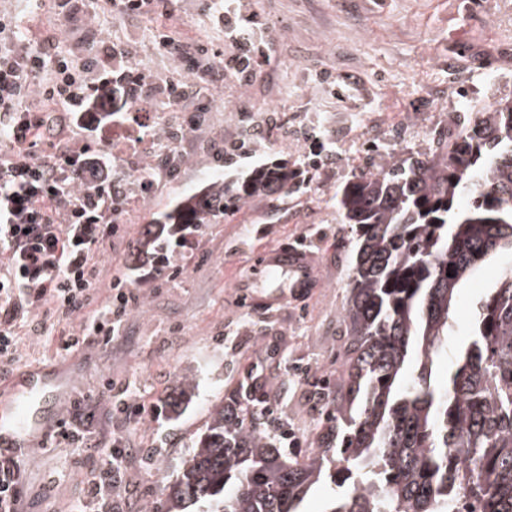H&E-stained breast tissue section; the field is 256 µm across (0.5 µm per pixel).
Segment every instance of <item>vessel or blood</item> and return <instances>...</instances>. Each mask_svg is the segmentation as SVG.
<instances>
[{
  "label": "vessel or blood",
  "mask_w": 512,
  "mask_h": 512,
  "mask_svg": "<svg viewBox=\"0 0 512 512\" xmlns=\"http://www.w3.org/2000/svg\"><path fill=\"white\" fill-rule=\"evenodd\" d=\"M263 272L287 275L292 288L307 287L316 277L309 253L295 245L265 249ZM62 376L58 367L35 365L0 381V447L21 451L42 438L48 422H59L61 407L56 388Z\"/></svg>",
  "instance_id": "b4317fda"
}]
</instances>
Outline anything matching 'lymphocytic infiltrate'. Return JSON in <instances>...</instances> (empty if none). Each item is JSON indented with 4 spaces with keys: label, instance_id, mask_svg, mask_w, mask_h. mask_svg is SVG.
Here are the masks:
<instances>
[{
    "label": "lymphocytic infiltrate",
    "instance_id": "1",
    "mask_svg": "<svg viewBox=\"0 0 512 512\" xmlns=\"http://www.w3.org/2000/svg\"><path fill=\"white\" fill-rule=\"evenodd\" d=\"M213 25L230 44L212 58L208 45L183 43L158 30L159 49L191 62L190 76L167 84L172 106L200 99L202 83L225 78L249 84L269 61L264 23L248 0H211ZM23 20L0 10V370L19 360L22 332L44 335L62 325L59 350L105 346L122 335L140 294L128 273L113 274L97 255L101 245L121 259L142 251L123 224L128 189L114 177L117 154L107 133L123 125L115 113L94 108L95 90H117L133 104L149 95L150 76L127 47L47 53L18 38ZM40 97L44 108L30 104ZM240 131L214 150L216 161L233 167L260 156V137L248 109H240ZM79 140L66 137L69 128ZM189 224L157 247L155 277L174 278L200 243ZM92 413L75 407L60 425L74 451L101 459V479L89 491L93 512H112V480L127 454L116 445L102 451L87 436ZM28 470L25 459L0 457V512H19Z\"/></svg>",
    "mask_w": 512,
    "mask_h": 512
}]
</instances>
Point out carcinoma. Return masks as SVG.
I'll use <instances>...</instances> for the list:
<instances>
[{
    "instance_id": "cac0c4a2",
    "label": "carcinoma",
    "mask_w": 512,
    "mask_h": 512,
    "mask_svg": "<svg viewBox=\"0 0 512 512\" xmlns=\"http://www.w3.org/2000/svg\"><path fill=\"white\" fill-rule=\"evenodd\" d=\"M293 179L288 162L255 170L233 193L243 206ZM350 229L342 320L350 350L317 387L308 447L262 429L253 386L212 408L176 478L144 512H300L313 486L332 484L324 512H457L452 491L470 474L466 512H512V267L478 302L448 378L461 289L488 260L512 253V100L464 116L430 155L409 153L349 179L335 195ZM223 191L195 224L224 220ZM187 198L155 223L179 224Z\"/></svg>"
}]
</instances>
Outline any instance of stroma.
<instances>
[{"instance_id": "stroma-1", "label": "stroma", "mask_w": 512, "mask_h": 512, "mask_svg": "<svg viewBox=\"0 0 512 512\" xmlns=\"http://www.w3.org/2000/svg\"><path fill=\"white\" fill-rule=\"evenodd\" d=\"M268 20L274 53L262 77L203 91L204 126L190 131L184 160L163 191L131 215L133 232L157 210L224 180L207 148L236 130L238 109L285 117L291 137L268 144L263 158L302 164L311 137L335 151L334 163L310 170L306 185L276 187L255 196L223 223L200 227L201 248L171 282L141 286V305L125 333L110 345L68 355L56 352L61 326L20 339V367H61V405L97 398L93 427L125 441L126 475L112 489V512H140L174 479L209 420L213 404L239 383L270 395V428L285 425L306 448L317 422L315 379L335 374L347 338L348 234L335 194L355 174L369 173L406 152L429 154L463 112L512 99V0H252ZM207 0H181L180 17L156 14L122 23L110 0H96L92 24L66 21L55 0H0V9L24 12L32 47L54 42L82 52L93 44L133 47L156 82L187 76L177 59L155 44L157 28L179 40L223 51ZM330 74L322 81L320 71ZM342 136L328 135V126ZM306 236L319 275L312 287L279 303L278 289L252 272L260 248ZM190 377L194 395L178 418L168 405ZM143 403L152 418L133 424L113 414L122 396ZM32 459L22 512H73L84 501L96 464L59 439L30 448Z\"/></svg>"}]
</instances>
